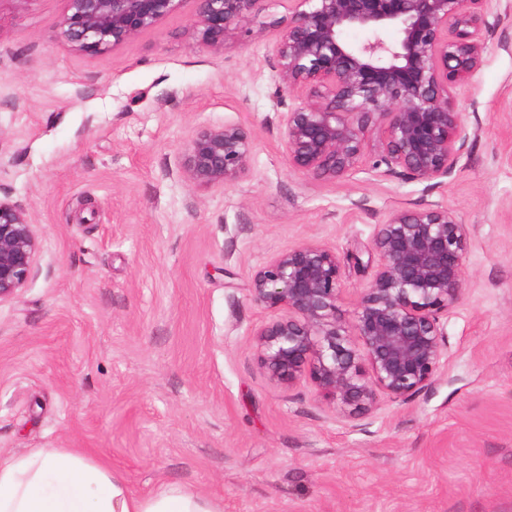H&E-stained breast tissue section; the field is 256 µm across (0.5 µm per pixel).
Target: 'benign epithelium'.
<instances>
[{
    "instance_id": "obj_1",
    "label": "benign epithelium",
    "mask_w": 512,
    "mask_h": 512,
    "mask_svg": "<svg viewBox=\"0 0 512 512\" xmlns=\"http://www.w3.org/2000/svg\"><path fill=\"white\" fill-rule=\"evenodd\" d=\"M193 3L194 45L224 47L227 34L278 30L273 78L288 168L336 181L358 171L439 184L455 174L468 134L449 89L473 80L499 14L494 0H284L288 17L260 20L272 0H66L60 35L97 54L158 28ZM365 39L352 44L344 32ZM254 140L242 128L195 130L181 176L197 189L248 176ZM469 230L435 205L395 209L376 225L377 265L351 323L338 316L343 266L314 242L283 251L252 275L254 302L278 312L255 333L259 361L283 384L310 382L351 415L381 395L406 401L433 385L442 364L448 310L463 297ZM38 235L26 209L0 198V302L31 276Z\"/></svg>"
}]
</instances>
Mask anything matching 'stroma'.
<instances>
[{
  "label": "stroma",
  "instance_id": "35a3bbf8",
  "mask_svg": "<svg viewBox=\"0 0 512 512\" xmlns=\"http://www.w3.org/2000/svg\"><path fill=\"white\" fill-rule=\"evenodd\" d=\"M456 105L470 138L447 185L289 170L275 30L192 47L184 5L96 55L60 36L64 0H0V196L28 212L36 269L0 302V452L81 448L148 495L179 483L224 512H512V0ZM254 139L250 175L179 173L201 126ZM436 204L470 230L447 361L363 416L262 369L250 292L305 241L343 262L351 320L377 224Z\"/></svg>",
  "mask_w": 512,
  "mask_h": 512
}]
</instances>
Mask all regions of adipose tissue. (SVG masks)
Wrapping results in <instances>:
<instances>
[{"mask_svg": "<svg viewBox=\"0 0 512 512\" xmlns=\"http://www.w3.org/2000/svg\"><path fill=\"white\" fill-rule=\"evenodd\" d=\"M0 512H224L223 503L177 483L134 493L125 474L80 448L0 455Z\"/></svg>", "mask_w": 512, "mask_h": 512, "instance_id": "obj_1", "label": "adipose tissue"}]
</instances>
